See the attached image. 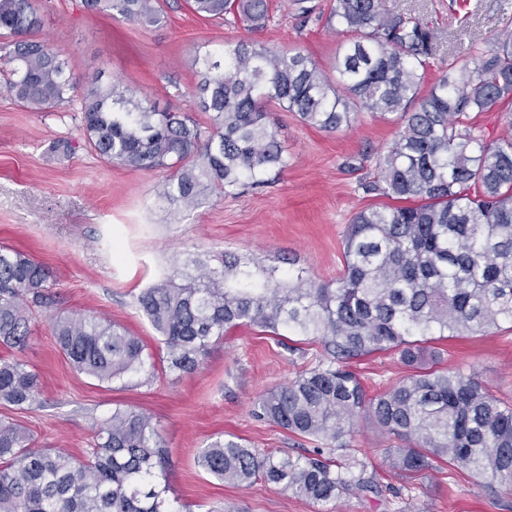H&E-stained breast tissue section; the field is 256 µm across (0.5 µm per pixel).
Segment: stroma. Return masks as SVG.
I'll use <instances>...</instances> for the list:
<instances>
[{
  "label": "stroma",
  "instance_id": "stroma-1",
  "mask_svg": "<svg viewBox=\"0 0 512 512\" xmlns=\"http://www.w3.org/2000/svg\"><path fill=\"white\" fill-rule=\"evenodd\" d=\"M269 0V21L249 33L219 19L195 15L186 0H165L162 24L142 28L108 13L85 9L82 0H41L39 33L68 60L77 84L98 76L126 96L150 99L159 109L192 114L200 125L193 90L198 59L243 38L275 48L299 49L330 75L352 36L328 28L333 0ZM387 11L418 18L439 35L424 82L448 67L471 65L493 35L512 28V0H383ZM350 128L326 133L302 124L295 113L274 107L287 167L264 186L241 195H210L194 209L160 200L163 170L108 164L89 146L81 115L68 108L34 112L0 94V245L19 249L51 274V299L36 309L32 334L20 357L39 374L37 401L18 409L0 405V416L24 426L38 448H63L79 456L92 443V426L116 406L150 413L166 453L162 478L178 512H319L318 506L256 481L218 482L198 467L199 451L228 435L262 452L304 454L314 441L254 415V403L315 366L321 344L299 336H269L240 327L210 345L194 373L170 369L160 335L138 309L143 288L166 278L186 283L194 259L215 267L224 252L249 267L304 269L322 282L344 266L343 238L358 211L381 204L367 193L379 157L398 125L374 118L351 103ZM67 141L69 151L57 150ZM91 311L139 336L151 357L145 372L102 384L76 372L60 351L51 319ZM437 366L476 376L497 398L512 402V324L435 342ZM367 396L406 375L397 354L375 353L353 362ZM347 444L366 458L384 484L381 495L344 497L332 512H512V489L454 469L412 481L397 477L384 461L390 438L360 423Z\"/></svg>",
  "mask_w": 512,
  "mask_h": 512
}]
</instances>
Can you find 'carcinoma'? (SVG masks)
Returning a JSON list of instances; mask_svg holds the SVG:
<instances>
[{"label":"carcinoma","instance_id":"obj_1","mask_svg":"<svg viewBox=\"0 0 512 512\" xmlns=\"http://www.w3.org/2000/svg\"><path fill=\"white\" fill-rule=\"evenodd\" d=\"M141 27L164 19L160 0H83ZM198 16L252 30L269 20L267 0H188ZM326 23L356 36L336 61L345 90L301 51L240 40L201 59L195 95L206 127L182 112H160L93 78L83 92L66 76L63 52L36 38V0H0V52L10 64L0 92L35 112L67 106L83 115L87 141L102 158L140 170L170 169L158 198L186 208L206 194L236 195L287 165L275 105L333 133L350 124L348 97L400 129L365 185L394 201L357 212L344 234L345 269L317 282L301 270L253 273L226 252L221 265L197 262L186 285L167 278L136 304L159 333L171 368L193 373L209 346L242 326L285 331L323 344L326 355L267 392L258 417L321 448L307 455H261L218 438L198 465L230 485L263 479L317 505L380 493L375 472L343 439L360 418L391 436V469L413 479L442 465L512 488V405L473 375L426 369L436 336L477 333L512 322V137L487 141L468 128L472 112L512 99V29L498 32L474 67L448 68L425 92L423 75L437 33L387 12L382 0H336ZM49 271L28 254L0 246V346L22 350L32 307L49 299ZM70 364L100 383L146 366L142 340L95 314L52 319ZM396 351L413 372L369 398L351 363ZM39 376L14 356L0 357V403L25 408ZM19 424L0 419V512H175L161 484L166 464L152 416L118 406L94 427L91 448L74 456L34 448Z\"/></svg>","mask_w":512,"mask_h":512}]
</instances>
